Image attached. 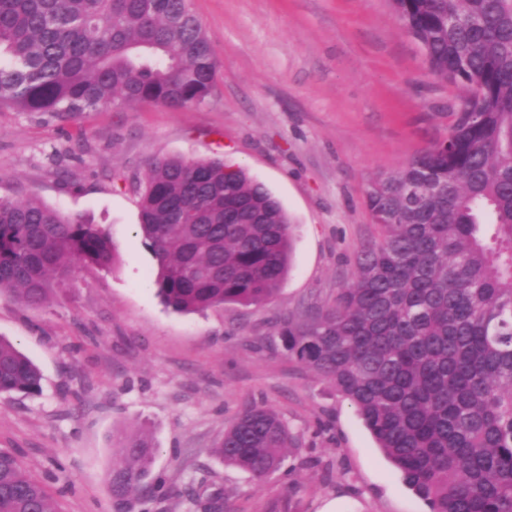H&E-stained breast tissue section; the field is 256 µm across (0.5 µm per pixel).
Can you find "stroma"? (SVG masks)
<instances>
[{
	"label": "stroma",
	"instance_id": "obj_1",
	"mask_svg": "<svg viewBox=\"0 0 512 512\" xmlns=\"http://www.w3.org/2000/svg\"><path fill=\"white\" fill-rule=\"evenodd\" d=\"M219 63L205 104L107 107L61 120L0 108V197L34 198L110 236L111 269L75 267L47 304L0 297V337L39 368L36 395L0 394V448L56 512H112L120 440L146 433L164 495L129 512H427L350 403L290 359L279 317L335 300L376 230L366 192L443 139L461 86L434 77L388 0H191ZM214 157L245 168L288 212L293 261L266 304L180 314L156 294L138 232L146 166ZM262 404L297 438L258 483L213 450Z\"/></svg>",
	"mask_w": 512,
	"mask_h": 512
}]
</instances>
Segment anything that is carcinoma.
Segmentation results:
<instances>
[{
    "instance_id": "obj_1",
    "label": "carcinoma",
    "mask_w": 512,
    "mask_h": 512,
    "mask_svg": "<svg viewBox=\"0 0 512 512\" xmlns=\"http://www.w3.org/2000/svg\"><path fill=\"white\" fill-rule=\"evenodd\" d=\"M430 73L469 87L440 141L366 193L378 233L332 306L280 316L289 356L354 406L429 512H512V0H390ZM454 18L457 23L448 24ZM217 63L190 0H0V106L74 118L111 105L205 103ZM186 204L201 223L184 224ZM139 229L157 293L175 312L270 301L291 262L288 214L220 159L152 161ZM97 224L0 197V294L47 303L79 263L109 269ZM38 368L0 338V393H39ZM296 445L281 417L247 408L214 454L262 482ZM145 433L124 438L107 479L115 512L163 492ZM199 512L224 497L191 496ZM0 512H54L45 487L0 448Z\"/></svg>"
}]
</instances>
